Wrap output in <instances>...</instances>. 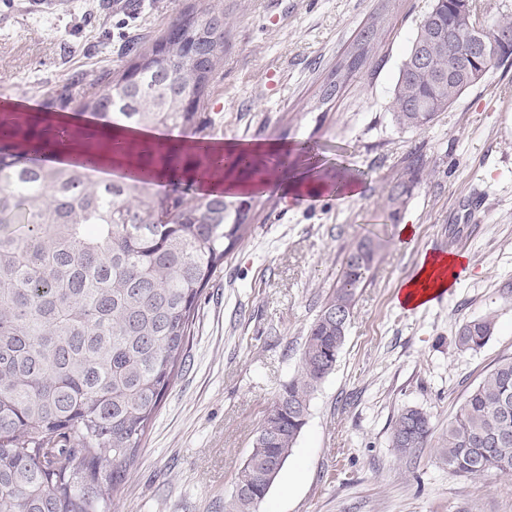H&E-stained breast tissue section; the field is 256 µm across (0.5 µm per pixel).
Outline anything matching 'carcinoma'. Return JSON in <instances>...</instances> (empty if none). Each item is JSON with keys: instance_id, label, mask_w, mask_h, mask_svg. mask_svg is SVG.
Returning <instances> with one entry per match:
<instances>
[{"instance_id": "cac0c4a2", "label": "carcinoma", "mask_w": 512, "mask_h": 512, "mask_svg": "<svg viewBox=\"0 0 512 512\" xmlns=\"http://www.w3.org/2000/svg\"><path fill=\"white\" fill-rule=\"evenodd\" d=\"M224 10L210 3L185 13L151 46L129 52L116 73L93 82L100 93L77 101L98 124L119 123L213 136L203 111L224 61ZM382 14L372 17L323 84L319 102L364 67L379 42ZM472 25L462 0H433L399 69L390 102L395 125L422 131L493 68L512 62V48L474 57L449 79L436 30L464 46ZM488 32L512 29L505 8L484 21ZM427 53L423 66L417 53ZM187 109L153 111L188 90ZM0 143V512H112L130 469L186 360L198 302L215 273L248 234V216L222 193L187 200L143 182L105 180L87 167L50 166L29 145L60 142V130L17 118ZM151 159L180 173L209 172L203 152L175 155L156 147ZM408 192L397 178L386 202ZM384 244L365 239L344 255L339 285L308 329L299 373L281 385L238 472L227 512H258L306 425L312 397L344 345L356 290ZM343 314V319L336 314ZM490 318L463 323L455 346L482 348ZM429 419L407 409L395 419L394 447L426 446ZM456 474H512V358H504L448 422L441 449Z\"/></svg>"}]
</instances>
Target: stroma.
Masks as SVG:
<instances>
[{"label": "stroma", "mask_w": 512, "mask_h": 512, "mask_svg": "<svg viewBox=\"0 0 512 512\" xmlns=\"http://www.w3.org/2000/svg\"><path fill=\"white\" fill-rule=\"evenodd\" d=\"M204 0H0V107L77 118L93 74L121 70L130 42L148 46ZM224 65L218 139L310 145L328 167L351 165L363 192L254 204L251 236L205 288L182 372L130 470L115 512H224L280 385L294 377L307 331L345 251L386 248L356 295L335 369L319 384L292 456L259 512H512V475L462 476L439 448L468 393L512 357V64L491 70L422 131L389 104L431 0H221ZM380 42L331 103L319 89L371 16ZM422 162L399 210L388 190L413 151ZM416 228L411 246L399 227ZM466 254L454 288L419 310L394 297L428 252ZM492 317L481 349L461 353L465 322ZM407 408L426 413L425 448L391 438Z\"/></svg>", "instance_id": "35a3bbf8"}]
</instances>
